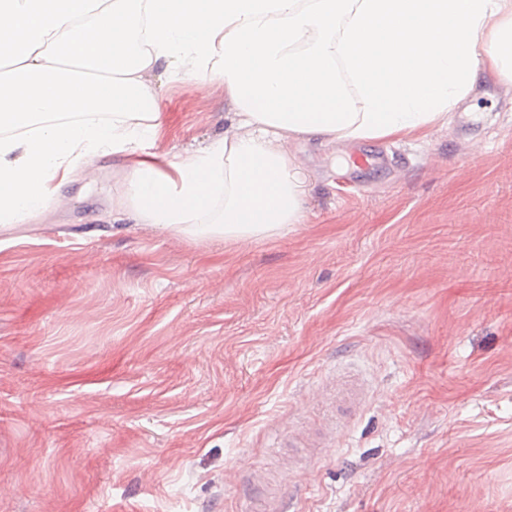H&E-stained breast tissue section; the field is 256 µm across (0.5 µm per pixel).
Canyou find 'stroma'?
I'll return each instance as SVG.
<instances>
[{
  "instance_id": "1",
  "label": "stroma",
  "mask_w": 512,
  "mask_h": 512,
  "mask_svg": "<svg viewBox=\"0 0 512 512\" xmlns=\"http://www.w3.org/2000/svg\"><path fill=\"white\" fill-rule=\"evenodd\" d=\"M207 78H156L165 146L223 132ZM368 147L359 184L352 146L301 149L272 238L113 232L109 156L0 234V512H512V80Z\"/></svg>"
}]
</instances>
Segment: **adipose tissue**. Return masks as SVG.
I'll return each mask as SVG.
<instances>
[{
	"mask_svg": "<svg viewBox=\"0 0 512 512\" xmlns=\"http://www.w3.org/2000/svg\"><path fill=\"white\" fill-rule=\"evenodd\" d=\"M0 231L121 159L112 218L186 240L302 223L296 147L423 138L485 77L512 78V0H0ZM220 74L224 131L164 138L151 80Z\"/></svg>",
	"mask_w": 512,
	"mask_h": 512,
	"instance_id": "ef3b65f1",
	"label": "adipose tissue"
}]
</instances>
